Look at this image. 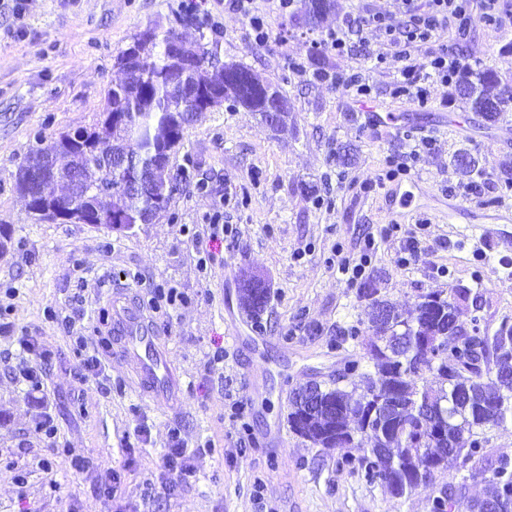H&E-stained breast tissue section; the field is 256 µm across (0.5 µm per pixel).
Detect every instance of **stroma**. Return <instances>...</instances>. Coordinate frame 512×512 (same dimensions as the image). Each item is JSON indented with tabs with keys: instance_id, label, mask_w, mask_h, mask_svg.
<instances>
[{
	"instance_id": "1",
	"label": "stroma",
	"mask_w": 512,
	"mask_h": 512,
	"mask_svg": "<svg viewBox=\"0 0 512 512\" xmlns=\"http://www.w3.org/2000/svg\"><path fill=\"white\" fill-rule=\"evenodd\" d=\"M358 10L403 15L399 0H334L313 30L296 16L272 14L271 38L259 46L247 19L224 0H0V223L12 235L0 287L18 290L10 315L0 318V512H429L444 475L394 499L343 466L345 449L294 434L287 416L293 394L310 382L335 379L354 359L373 369L369 303L331 262L336 253L359 257L366 239L375 242L366 275L397 308L430 291L468 288L490 326L512 321V191L504 189L512 131L464 111L448 84L429 82L423 103L392 92L405 67L441 48L467 70L512 80V0H502L498 21L472 9L449 19L439 40L407 57L386 53L379 67L383 46L374 37L345 56L308 53L311 40ZM187 12L196 19L188 38L219 39L225 61L287 98V128L241 107L198 113L170 161L179 189L168 213L132 233L32 220L14 176L37 137L95 123L120 77L119 51L139 31H166ZM296 61L305 73L293 69ZM314 70L361 73L370 102L406 114L408 127L361 125L359 96L309 79ZM429 136L437 148L420 154L414 174L435 197L393 215L387 159L409 155ZM462 156L474 160L473 172L459 169ZM450 204L472 212L473 223H449ZM217 211L235 238L203 265L191 234ZM412 240L418 257L401 264ZM253 274L269 289L256 320L239 301L242 280ZM159 284L188 297L154 324L174 373L168 404L134 386L108 320L114 292L141 306ZM350 329L357 339L342 341ZM24 333L52 352L43 407L6 368ZM76 336L110 337L112 349L101 353L106 378L77 383ZM218 347L220 370L209 363ZM236 402L248 407V431L224 415ZM44 411L68 449L47 468L36 427ZM139 425L149 428L148 442H136ZM175 426L195 471L182 484L162 469ZM76 455L112 465L120 492L101 496L95 473L75 469Z\"/></svg>"
}]
</instances>
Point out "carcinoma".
Masks as SVG:
<instances>
[{
    "label": "carcinoma",
    "mask_w": 512,
    "mask_h": 512,
    "mask_svg": "<svg viewBox=\"0 0 512 512\" xmlns=\"http://www.w3.org/2000/svg\"><path fill=\"white\" fill-rule=\"evenodd\" d=\"M328 9V0H303L305 25L316 27ZM179 39L174 28L163 33L149 28L134 36L117 56L125 78L107 90L100 120L49 140L38 138L18 167L19 189L38 194L27 183L28 170L50 164V195L78 190L70 223L113 231L119 215L122 230L130 231L160 219L173 192L171 155L183 145V131L195 114L207 111L197 98L215 96L221 107L231 101L263 115V91L277 92L247 68L221 60L218 41L202 35L176 49ZM231 68L238 76L228 74ZM451 96L489 122L499 120L512 101L498 74L488 71L464 74ZM120 151L134 156L132 171L113 169L112 155ZM359 294L372 309L375 339L369 350L388 354L377 357L372 374L359 372L357 360L347 365L345 371L359 373L361 384L349 391L337 380L325 384L320 410L307 411L292 400V432L321 448L355 449L344 464L397 499L448 473V485L432 500L430 512H452L466 496V478L456 479L451 470L477 458L487 493L473 501V512H482L488 500L497 501L501 512H512V457L487 454L481 438L488 425L512 423V323L492 330L479 315L461 321V307L470 299L465 289L425 294L407 312L382 300L372 279L362 283ZM241 304L250 315H260L264 289L243 280ZM378 305L390 310L392 321L377 319ZM381 399L392 408L368 421ZM423 404L437 409L436 418L421 414Z\"/></svg>",
    "instance_id": "1"
}]
</instances>
